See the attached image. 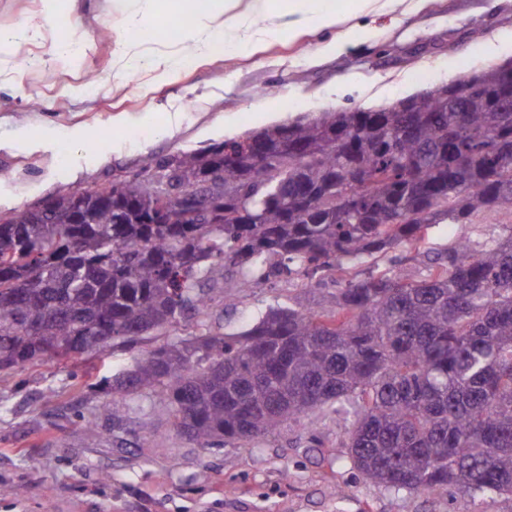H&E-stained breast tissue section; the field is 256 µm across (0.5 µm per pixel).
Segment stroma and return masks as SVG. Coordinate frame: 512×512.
<instances>
[{
  "label": "stroma",
  "mask_w": 512,
  "mask_h": 512,
  "mask_svg": "<svg viewBox=\"0 0 512 512\" xmlns=\"http://www.w3.org/2000/svg\"><path fill=\"white\" fill-rule=\"evenodd\" d=\"M337 23L247 39L172 76L156 62L184 51L185 33L150 42L137 22L179 18L174 0H0V217L56 194L103 186L146 158L201 150L302 116L367 110L512 59V0H393L355 10L324 0ZM89 43L70 51L68 30ZM331 53H323L327 43ZM122 69L125 80L105 82ZM178 129H171V122ZM105 163H96V156ZM512 213L432 225L405 268L466 239L481 246ZM213 322L238 333L274 304H327V289L293 279L210 292ZM171 331L115 345L84 364H28L0 374V512H512V498L477 501L394 491L364 480L335 417L301 422L243 446L204 449L179 434L157 398L132 396L118 417L97 413L112 378L174 339ZM95 416V434L80 430Z\"/></svg>",
  "instance_id": "obj_1"
}]
</instances>
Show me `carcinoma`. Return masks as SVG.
Wrapping results in <instances>:
<instances>
[{"label": "carcinoma", "instance_id": "obj_1", "mask_svg": "<svg viewBox=\"0 0 512 512\" xmlns=\"http://www.w3.org/2000/svg\"><path fill=\"white\" fill-rule=\"evenodd\" d=\"M465 97L412 110H329L144 161L120 189L60 194L0 218V373L89 362L117 341L176 328L114 378L121 398L163 400L201 448L249 443L319 409L346 431L353 466L387 488L512 495V228L459 241L417 278L346 282L320 310L272 305L226 335L202 283L318 275L424 242L436 218L512 212V78L489 66ZM175 166L172 224L151 223L153 177ZM226 223H208L209 208Z\"/></svg>", "mask_w": 512, "mask_h": 512}]
</instances>
